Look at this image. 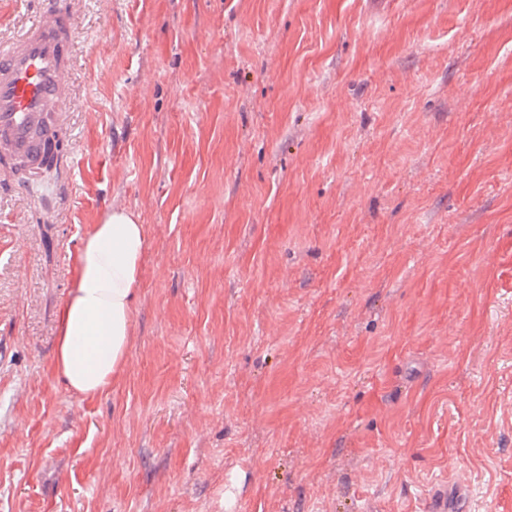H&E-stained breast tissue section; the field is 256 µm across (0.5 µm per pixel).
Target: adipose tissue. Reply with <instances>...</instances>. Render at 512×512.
<instances>
[{
  "mask_svg": "<svg viewBox=\"0 0 512 512\" xmlns=\"http://www.w3.org/2000/svg\"><path fill=\"white\" fill-rule=\"evenodd\" d=\"M145 251L138 215L119 206L85 237L75 285L60 310L53 360L56 376L68 389L94 396L121 372Z\"/></svg>",
  "mask_w": 512,
  "mask_h": 512,
  "instance_id": "obj_1",
  "label": "adipose tissue"
}]
</instances>
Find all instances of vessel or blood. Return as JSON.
Instances as JSON below:
<instances>
[{
	"label": "vessel or blood",
	"mask_w": 512,
	"mask_h": 512,
	"mask_svg": "<svg viewBox=\"0 0 512 512\" xmlns=\"http://www.w3.org/2000/svg\"><path fill=\"white\" fill-rule=\"evenodd\" d=\"M76 27L71 13L46 10L8 46L0 48V161L38 165L45 151L58 164L67 157L61 143L71 123L70 95ZM459 484L439 481L427 494L424 512H469Z\"/></svg>",
	"instance_id": "obj_1"
}]
</instances>
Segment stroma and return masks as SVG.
Here are the masks:
<instances>
[{
  "label": "stroma",
  "instance_id": "35a3bbf8",
  "mask_svg": "<svg viewBox=\"0 0 512 512\" xmlns=\"http://www.w3.org/2000/svg\"><path fill=\"white\" fill-rule=\"evenodd\" d=\"M60 3L70 175L0 172V512H512V0ZM115 205L134 330L83 397L58 314ZM469 495L461 484H448L447 479L436 483L426 495L425 512H469Z\"/></svg>",
  "mask_w": 512,
  "mask_h": 512
}]
</instances>
